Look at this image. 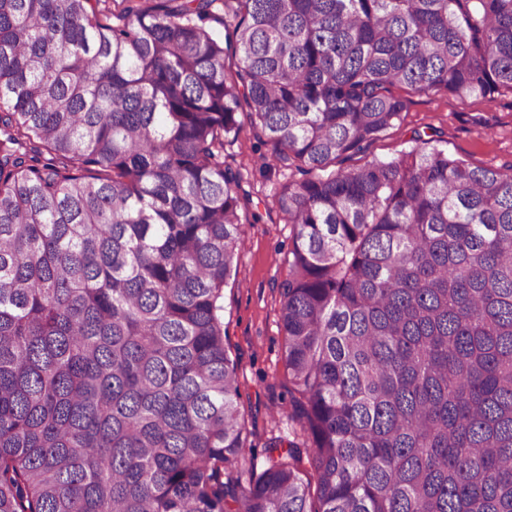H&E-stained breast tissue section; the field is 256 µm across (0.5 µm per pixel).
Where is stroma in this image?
I'll use <instances>...</instances> for the list:
<instances>
[{
  "instance_id": "stroma-1",
  "label": "stroma",
  "mask_w": 512,
  "mask_h": 512,
  "mask_svg": "<svg viewBox=\"0 0 512 512\" xmlns=\"http://www.w3.org/2000/svg\"><path fill=\"white\" fill-rule=\"evenodd\" d=\"M393 92L407 100L400 121L365 153L348 160V167L408 150L417 132L433 135L450 154L471 165L500 169L512 164V94L490 101L479 96L417 94L398 86ZM238 119L244 129L238 139L225 142L224 165L239 177L245 248L241 264L224 288V343L238 362L241 420L251 461L260 469L271 438H292L279 293L288 273L291 227L274 198L300 173L275 164L271 145L248 130L247 112H240Z\"/></svg>"
}]
</instances>
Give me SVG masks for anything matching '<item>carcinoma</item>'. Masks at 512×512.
<instances>
[{"instance_id": "carcinoma-1", "label": "carcinoma", "mask_w": 512, "mask_h": 512, "mask_svg": "<svg viewBox=\"0 0 512 512\" xmlns=\"http://www.w3.org/2000/svg\"><path fill=\"white\" fill-rule=\"evenodd\" d=\"M94 1L0 0V512H512V166L417 132L331 169L396 85L512 92V0ZM243 103L302 174L260 471L222 316Z\"/></svg>"}]
</instances>
